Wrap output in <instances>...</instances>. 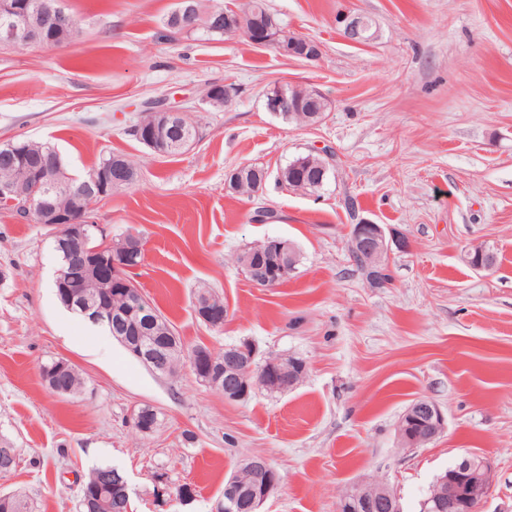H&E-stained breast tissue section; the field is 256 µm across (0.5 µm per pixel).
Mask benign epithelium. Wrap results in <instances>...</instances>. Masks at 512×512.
<instances>
[{
  "mask_svg": "<svg viewBox=\"0 0 512 512\" xmlns=\"http://www.w3.org/2000/svg\"><path fill=\"white\" fill-rule=\"evenodd\" d=\"M224 24V33L246 24L245 16L238 12L231 16L223 11L211 8L204 12L188 0H181V7L173 17V27L182 29L211 28ZM369 32L361 17L345 19V33L353 40L363 39ZM79 33L76 21L61 6L60 0H48L40 8L26 9L23 0H0V43L12 45L25 42L31 46L52 47L60 39L73 40ZM259 45L274 47L281 55L297 57L309 61L319 59L320 45L308 38L291 34L285 30L266 29L264 36L254 35ZM204 101L210 105L221 100L226 103L233 98L232 89L222 83L209 82L204 87ZM267 110L270 112H290L294 109V99L280 91L267 95ZM184 108L168 107L159 104L147 108V113L132 132L149 146L160 140L168 130V125L182 127L179 119ZM0 154L12 159L28 172L29 182L0 184V195H10L11 206L20 210L19 217H28L32 221L54 229L58 248L66 256L83 266L89 279L102 288H118L124 292L125 302L109 310L96 306L94 299L86 294L70 295L67 306L73 310L79 308L84 313L91 312L93 317L102 319L112 329L113 335L123 342L151 371H167V353L177 347V337L169 335L165 345L160 346L151 336H138L129 340L118 335L126 326L125 319L132 313L150 324L157 321L156 312L144 295L136 289L134 273L138 266L128 262L130 251H144L140 239L129 236L130 247L124 252L116 250L115 242L100 225L90 226L82 219L73 218V213H85L97 198H106L112 194V187L130 182V165L122 160H114L104 172L89 173L75 186L61 172V168L47 161H34L16 150L12 142L0 144ZM65 194L70 199L69 210L60 208L57 197ZM398 248L408 247L403 236H386L383 225L362 219L352 225L348 242L350 250L361 257L366 279L374 288H382L387 282L382 278L388 263L390 242ZM274 267L270 274L256 276L252 283L261 288H275L288 280L298 263L293 246L283 240L279 243L273 259ZM196 310L217 325L224 321L227 307L210 295L200 296L195 302ZM196 371L203 378V384L219 391L224 399L237 402L248 397L249 390L257 386H271L280 392H286L296 386V374L288 373V363L283 358H257L256 353L240 346H227L224 355L217 357L206 352L194 360ZM427 417L430 429L422 433L414 428L419 414ZM446 429V417L441 407L433 400L421 398L412 403L398 421L396 433L403 449L421 448ZM495 469L492 461L477 453H467L457 458L437 479L441 490L429 496L426 502L434 503L439 509L446 500L452 501L460 512H475L488 496L494 482ZM224 503L220 509L224 512H238L241 504H246L249 512H262L265 502L278 493L281 479L269 461L262 456H252L243 460L239 468L224 480ZM367 481L355 484V492L341 498L338 508L353 512H404L397 490L388 479L382 478L371 489L365 488Z\"/></svg>",
  "mask_w": 512,
  "mask_h": 512,
  "instance_id": "obj_1",
  "label": "benign epithelium"
}]
</instances>
